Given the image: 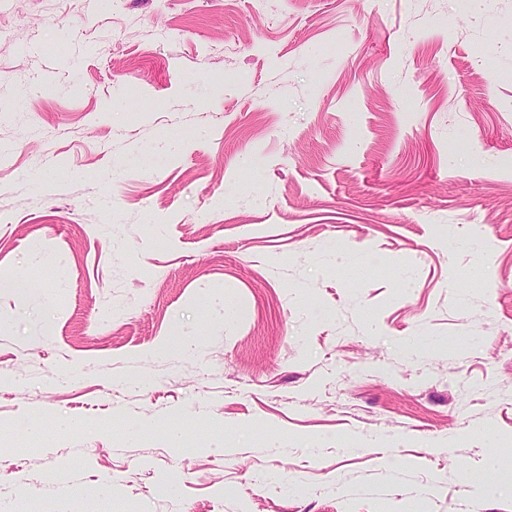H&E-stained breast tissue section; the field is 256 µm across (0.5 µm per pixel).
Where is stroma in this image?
I'll use <instances>...</instances> for the list:
<instances>
[{
	"instance_id": "obj_1",
	"label": "stroma",
	"mask_w": 512,
	"mask_h": 512,
	"mask_svg": "<svg viewBox=\"0 0 512 512\" xmlns=\"http://www.w3.org/2000/svg\"><path fill=\"white\" fill-rule=\"evenodd\" d=\"M1 274L0 512H512V0H0Z\"/></svg>"
}]
</instances>
